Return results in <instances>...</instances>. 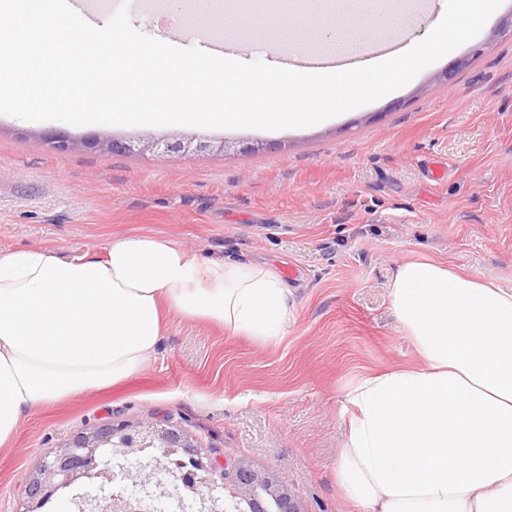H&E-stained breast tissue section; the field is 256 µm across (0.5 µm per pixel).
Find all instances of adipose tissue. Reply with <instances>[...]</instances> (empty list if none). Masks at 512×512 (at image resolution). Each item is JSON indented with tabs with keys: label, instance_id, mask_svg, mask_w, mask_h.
I'll use <instances>...</instances> for the list:
<instances>
[{
	"label": "adipose tissue",
	"instance_id": "ef3b65f1",
	"mask_svg": "<svg viewBox=\"0 0 512 512\" xmlns=\"http://www.w3.org/2000/svg\"><path fill=\"white\" fill-rule=\"evenodd\" d=\"M388 294L421 362L347 393L340 487L361 512H512V290L416 260L397 264ZM166 308L264 343L292 315L271 269L202 262L155 235L70 257L0 249V447L24 413L135 375Z\"/></svg>",
	"mask_w": 512,
	"mask_h": 512
}]
</instances>
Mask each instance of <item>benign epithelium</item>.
Listing matches in <instances>:
<instances>
[{
    "label": "benign epithelium",
    "instance_id": "benign-epithelium-1",
    "mask_svg": "<svg viewBox=\"0 0 512 512\" xmlns=\"http://www.w3.org/2000/svg\"><path fill=\"white\" fill-rule=\"evenodd\" d=\"M47 141L60 152L83 146L104 152L153 150L169 156L205 157L224 150L226 142L215 144L203 137L174 135L160 139L114 137L76 139L68 134H50ZM154 448L159 455L137 472L143 495L135 500L110 492L115 479L127 480L130 472L123 464L112 465V454L122 457L135 451ZM180 454L181 476L168 474L171 456ZM90 477L100 478L101 494L89 502L74 501L78 512H153L154 502L163 497L176 501L181 512H302L294 495L281 488L272 475L260 474L245 465L235 469V491L230 500L218 495L226 473L217 461L205 455L180 429L144 423L130 433L122 427L102 425L89 433L73 436L33 471L25 489L23 512H41L58 491L81 485ZM197 487L191 503L183 500L182 487Z\"/></svg>",
    "mask_w": 512,
    "mask_h": 512
}]
</instances>
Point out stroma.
Instances as JSON below:
<instances>
[{"mask_svg":"<svg viewBox=\"0 0 512 512\" xmlns=\"http://www.w3.org/2000/svg\"><path fill=\"white\" fill-rule=\"evenodd\" d=\"M63 129L169 133L0 114L1 249L71 256L153 234L270 266L295 309L269 343L166 312L138 374L20 419L0 447V512H23L34 467L75 434L147 422L183 429L226 471L273 474L303 512H359L336 478L345 395L420 361L390 306L393 268L427 257L512 287V0L399 93L319 126L189 128L225 141L206 158L62 153L45 137Z\"/></svg>","mask_w":512,"mask_h":512,"instance_id":"1","label":"stroma"}]
</instances>
